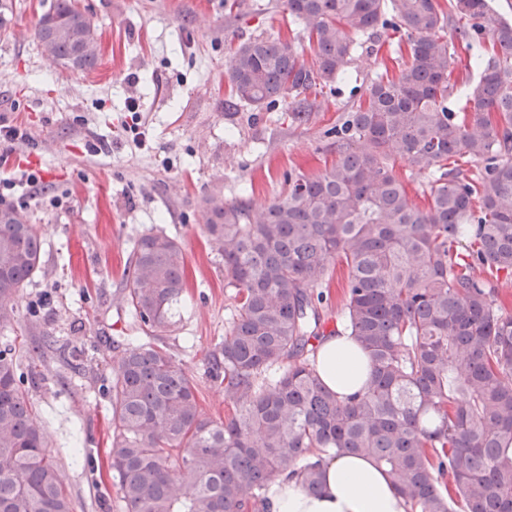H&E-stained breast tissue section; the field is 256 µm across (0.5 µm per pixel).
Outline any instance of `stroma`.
Wrapping results in <instances>:
<instances>
[{"instance_id": "obj_1", "label": "stroma", "mask_w": 512, "mask_h": 512, "mask_svg": "<svg viewBox=\"0 0 512 512\" xmlns=\"http://www.w3.org/2000/svg\"><path fill=\"white\" fill-rule=\"evenodd\" d=\"M51 0H17L16 34L0 39V179L35 174L0 197L43 231L42 269L14 304L12 335L25 395L43 419L75 512H125L107 468L108 387L141 329L123 302L136 239L162 231L182 247L187 283L159 342L198 384L202 410L232 416L224 387L205 374L235 312L224 264L206 242L202 201L246 195L270 202L288 171L314 173L335 157L325 132L357 101L382 62L358 51L348 79L324 89L307 123L284 102L232 109L227 48L259 34L307 42L283 0H78L101 52L87 72L47 68L34 39ZM138 113L128 110L129 103ZM141 143H134V132Z\"/></svg>"}]
</instances>
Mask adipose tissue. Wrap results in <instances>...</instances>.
Here are the masks:
<instances>
[{
	"label": "adipose tissue",
	"mask_w": 512,
	"mask_h": 512,
	"mask_svg": "<svg viewBox=\"0 0 512 512\" xmlns=\"http://www.w3.org/2000/svg\"><path fill=\"white\" fill-rule=\"evenodd\" d=\"M317 368L323 382L343 395L358 391L369 373L364 353L344 336L322 343ZM269 500L271 512H407L385 470L350 453L326 461L318 494H307L296 480L281 476L272 482Z\"/></svg>",
	"instance_id": "ef3b65f1"
}]
</instances>
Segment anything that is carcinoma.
<instances>
[{
  "instance_id": "1",
  "label": "carcinoma",
  "mask_w": 512,
  "mask_h": 512,
  "mask_svg": "<svg viewBox=\"0 0 512 512\" xmlns=\"http://www.w3.org/2000/svg\"><path fill=\"white\" fill-rule=\"evenodd\" d=\"M15 0H0V37ZM313 64L291 40L257 36L227 58L232 108L290 99L349 75L355 50L380 30L406 37L394 71L375 74L327 135L336 159L255 208L203 201L202 223L237 306L207 359L236 406L225 422L200 407L194 379L167 349L136 336L112 374L109 469L126 512H270L269 484L297 477L320 490L341 453L385 467L409 512H512V22L489 0H286ZM41 52L85 71L96 26L76 0H53L36 27ZM484 64L450 107L458 50ZM487 62H482L485 52ZM432 170L417 206L397 161ZM42 229L0 208V332L7 305L41 269ZM347 267L343 317L327 332L331 261ZM186 288L176 239L148 232L124 272V300L152 335L168 328ZM348 336L370 374L342 398L317 371L327 336ZM0 512H74L43 421L22 391L10 344L0 348Z\"/></svg>"
}]
</instances>
